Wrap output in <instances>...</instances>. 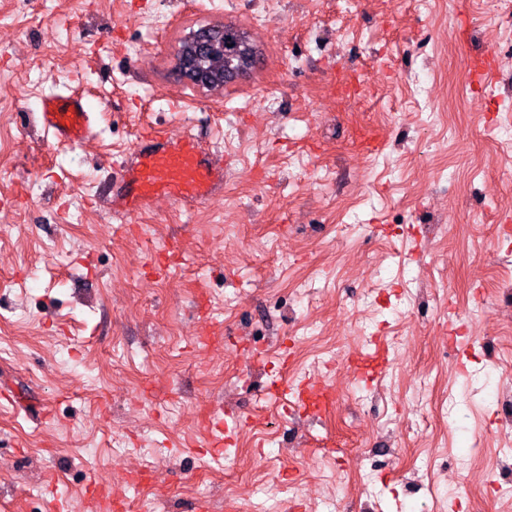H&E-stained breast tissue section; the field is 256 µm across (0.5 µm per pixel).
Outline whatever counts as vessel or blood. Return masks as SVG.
Returning <instances> with one entry per match:
<instances>
[{
  "label": "vessel or blood",
  "instance_id": "1",
  "mask_svg": "<svg viewBox=\"0 0 512 512\" xmlns=\"http://www.w3.org/2000/svg\"><path fill=\"white\" fill-rule=\"evenodd\" d=\"M37 122L61 145H76L93 136V123L83 96L50 93L43 96ZM103 195L111 197L112 210L131 217L165 197L181 205L200 204L224 189V165L212 146L191 134L167 138L142 133L136 150L103 179ZM277 397L292 396V408L307 410L320 394L315 386L292 390L288 383L274 386Z\"/></svg>",
  "mask_w": 512,
  "mask_h": 512
}]
</instances>
